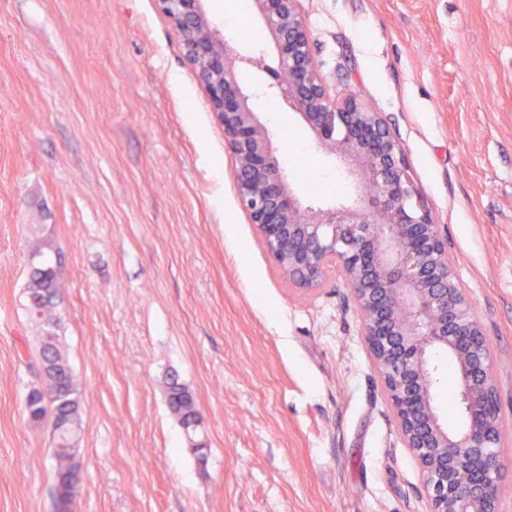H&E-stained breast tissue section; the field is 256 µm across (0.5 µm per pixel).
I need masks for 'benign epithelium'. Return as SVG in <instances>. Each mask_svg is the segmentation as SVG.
<instances>
[{
	"instance_id": "7a95c632",
	"label": "benign epithelium",
	"mask_w": 512,
	"mask_h": 512,
	"mask_svg": "<svg viewBox=\"0 0 512 512\" xmlns=\"http://www.w3.org/2000/svg\"><path fill=\"white\" fill-rule=\"evenodd\" d=\"M156 2L224 132L238 206L271 264L301 295L320 290L331 271L342 274L344 303L362 317L370 360L429 512H499L503 419L490 340L388 116L355 93L331 95L299 0H254L275 51L256 88L242 73L264 52L230 48L207 0ZM262 96L294 111L314 144L337 160L359 189L355 203H302L257 112ZM444 358L458 376L459 428L448 426L436 400Z\"/></svg>"
}]
</instances>
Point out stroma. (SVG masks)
<instances>
[{"instance_id": "stroma-1", "label": "stroma", "mask_w": 512, "mask_h": 512, "mask_svg": "<svg viewBox=\"0 0 512 512\" xmlns=\"http://www.w3.org/2000/svg\"><path fill=\"white\" fill-rule=\"evenodd\" d=\"M270 45L253 0H211ZM333 93L385 113L490 339L512 441V0H299ZM258 110L311 205L347 201L309 131ZM60 245L58 333L81 385L72 512H427L415 462L331 273L288 290L156 0H0V512H54L31 422L34 229ZM193 394L199 457L166 382Z\"/></svg>"}]
</instances>
